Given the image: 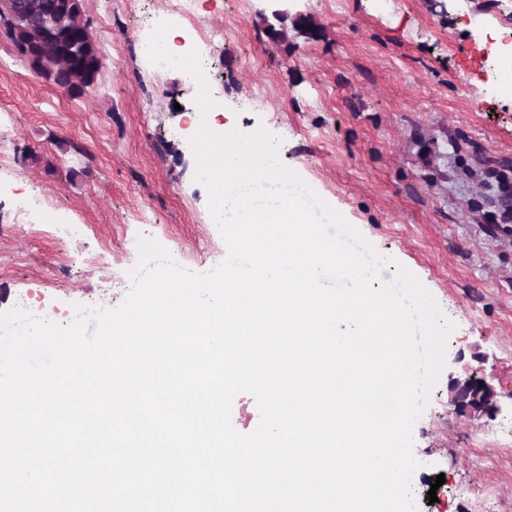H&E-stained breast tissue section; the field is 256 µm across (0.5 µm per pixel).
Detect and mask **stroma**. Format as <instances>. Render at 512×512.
<instances>
[{
  "label": "stroma",
  "instance_id": "obj_1",
  "mask_svg": "<svg viewBox=\"0 0 512 512\" xmlns=\"http://www.w3.org/2000/svg\"><path fill=\"white\" fill-rule=\"evenodd\" d=\"M309 18L269 38L273 11ZM102 74L72 96L25 65L0 34V313L71 322L80 306L118 305L147 237L194 272L224 259V240L196 181L181 112L196 97L183 70L144 63L139 38L172 22L226 26L209 43L224 112L265 127L279 157L380 253L404 265L454 324L446 367L413 429L419 512H512V93L482 53L487 20L512 30L499 0H197L192 20L164 0H84ZM268 106L255 111L252 95ZM24 192L56 224H14ZM483 379L493 415L456 412L448 383ZM443 485H436L437 475ZM437 502H430L429 490Z\"/></svg>",
  "mask_w": 512,
  "mask_h": 512
}]
</instances>
